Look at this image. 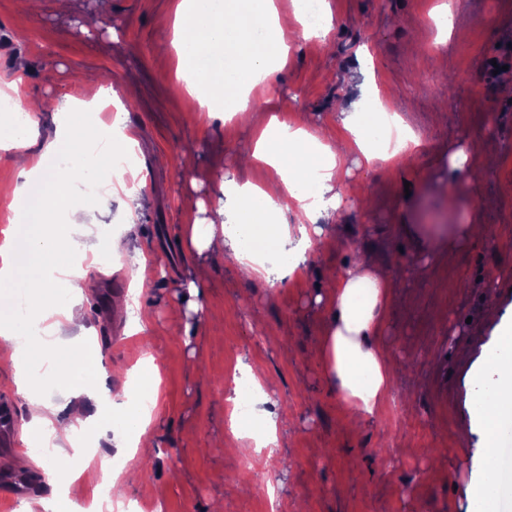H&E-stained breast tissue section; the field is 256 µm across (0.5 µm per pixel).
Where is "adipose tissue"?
Returning <instances> with one entry per match:
<instances>
[{
  "mask_svg": "<svg viewBox=\"0 0 512 512\" xmlns=\"http://www.w3.org/2000/svg\"><path fill=\"white\" fill-rule=\"evenodd\" d=\"M287 21L274 0H180L172 45L178 56L176 79L180 91L197 99L206 114L216 105L233 103V113L249 116L256 133L253 160L262 162L268 178L261 186H238L236 205L252 226L253 240L246 243L231 234L226 225L196 221L186 225L185 237L192 248L207 252L213 260L248 271L252 280L270 283L269 254L287 258L281 276L299 270L290 243L301 247H336L325 237L322 221H330L345 197L346 165L350 154L366 160L391 161L387 150L375 149L368 141L370 129L381 126L396 133L400 143L414 135L397 113L375 112L364 97H357L342 113L340 122L352 136L351 143L335 149L326 143L321 129L280 122L269 110L273 69L288 60L285 31ZM107 93L91 90L89 99L66 101L62 122L41 151L30 149L24 122L0 124V150L8 152L17 172L14 182L0 184V200L19 215V222L0 229V288L24 297L28 319L14 317L11 304H0V347L10 349L19 370L14 384L28 409L26 442H50L57 453L72 444L78 429L88 423L114 428L112 442L124 462L104 460L100 467L83 466L62 471L51 497L24 503L21 512H82L68 496V486L77 478L109 487L136 481L137 469L128 465L137 456L152 453L154 442L147 432L159 396L158 367L143 359L138 371L148 405L114 418L103 403L106 374L94 355L73 361L62 347L63 328L76 329L71 345L84 342L78 333L84 315L80 309L85 289V270L76 266L93 252L80 228L63 237L48 233L44 221L49 213L69 210L76 185L102 176L122 180L107 159L91 150L95 125L84 114ZM68 278L67 293H56L52 282ZM393 292L388 274L370 258L363 259L339 276L318 301L329 319L319 346V360L328 382L350 410L351 419L364 423L378 417L391 397L392 359L381 335ZM70 345V346H71ZM500 356L479 369L475 382L483 391L476 397L475 421L482 432L479 453L487 472L485 480L469 486L467 494L478 512H495L496 499L507 477L498 464V449L512 433V322L497 330ZM40 357L46 374L67 385L71 396L93 400L95 410L82 415L65 405L44 399L21 365L25 356Z\"/></svg>",
  "mask_w": 512,
  "mask_h": 512,
  "instance_id": "adipose-tissue-1",
  "label": "adipose tissue"
}]
</instances>
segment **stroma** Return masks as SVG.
Listing matches in <instances>:
<instances>
[{"label": "stroma", "instance_id": "stroma-1", "mask_svg": "<svg viewBox=\"0 0 512 512\" xmlns=\"http://www.w3.org/2000/svg\"><path fill=\"white\" fill-rule=\"evenodd\" d=\"M41 0L37 14L0 0V80L20 78L31 114V151L53 137L67 98L91 85L112 88L139 141L135 157L149 178L140 207L127 218L122 193L94 199L86 225L92 242L119 236L148 257L141 308L152 314L145 333L129 336L127 319L109 318L122 299L127 266L91 268L87 324L111 394L122 392L139 359L159 365V405L149 426L157 447L136 458L146 478L116 485L115 498L141 501L148 512H272L304 500L306 512H467L466 487L482 479L480 431L470 414L475 372L494 356L495 328L512 319V0H460L453 33L434 9L440 0H325L326 51L294 43L286 68L269 78L270 109L290 125L337 126L349 73L372 72L383 108L411 126L417 145L387 171L379 160L349 159L348 199L324 233L336 250L307 252L302 277L269 286L232 268L211 270L196 302L186 285L206 256L186 260L181 226L197 202L217 201L225 179L262 183L261 165L240 167L254 135L240 120L202 119L197 102L177 92L172 27L180 0ZM490 142L494 166L478 182L450 176L448 159L472 143ZM415 180L418 194L403 183ZM473 212L484 232L467 245L431 250L432 215L456 223ZM371 253L394 288L383 341L395 379L385 411L351 429L348 408L326 380L317 349L327 312L314 297L360 253ZM264 366L278 385L266 403L287 440L277 463L265 452L225 453L230 368ZM42 457L0 447V476L49 495Z\"/></svg>", "mask_w": 512, "mask_h": 512}]
</instances>
